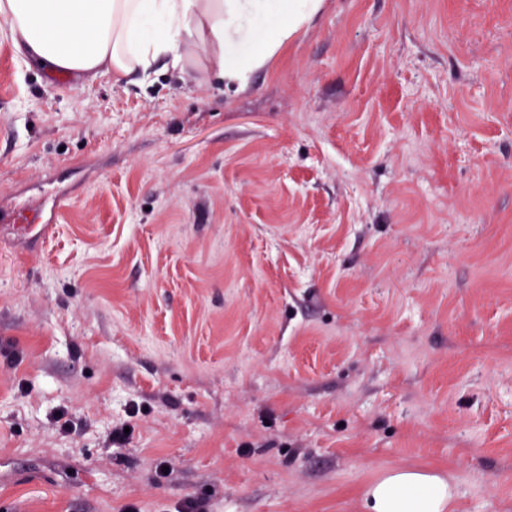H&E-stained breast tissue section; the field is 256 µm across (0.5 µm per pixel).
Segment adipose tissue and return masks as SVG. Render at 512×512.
Listing matches in <instances>:
<instances>
[{"label": "adipose tissue", "mask_w": 512, "mask_h": 512, "mask_svg": "<svg viewBox=\"0 0 512 512\" xmlns=\"http://www.w3.org/2000/svg\"><path fill=\"white\" fill-rule=\"evenodd\" d=\"M323 0H0L6 36L28 64L90 83L148 78L158 61L181 72L196 54L228 83L292 38ZM267 28L262 55L250 66L228 54L234 31ZM448 483L420 470H396L368 491L370 512H448Z\"/></svg>", "instance_id": "1"}]
</instances>
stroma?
<instances>
[{"instance_id":"35a3bbf8","label":"stroma","mask_w":512,"mask_h":512,"mask_svg":"<svg viewBox=\"0 0 512 512\" xmlns=\"http://www.w3.org/2000/svg\"><path fill=\"white\" fill-rule=\"evenodd\" d=\"M4 29L0 210L59 211L0 232V512H512V0H323L231 86ZM453 495L448 483L420 470H396L368 491L369 512H446Z\"/></svg>"}]
</instances>
